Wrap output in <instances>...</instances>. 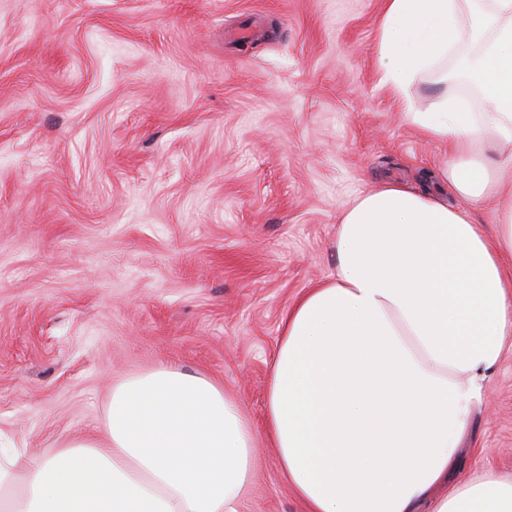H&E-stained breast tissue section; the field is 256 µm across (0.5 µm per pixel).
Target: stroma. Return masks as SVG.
Instances as JSON below:
<instances>
[{
    "instance_id": "obj_1",
    "label": "stroma",
    "mask_w": 512,
    "mask_h": 512,
    "mask_svg": "<svg viewBox=\"0 0 512 512\" xmlns=\"http://www.w3.org/2000/svg\"><path fill=\"white\" fill-rule=\"evenodd\" d=\"M382 0H0V448L103 431L113 384L199 372L266 425L336 219L445 148L377 66ZM242 31L239 39L231 31ZM512 474V350L454 472ZM242 512H304L256 450Z\"/></svg>"
}]
</instances>
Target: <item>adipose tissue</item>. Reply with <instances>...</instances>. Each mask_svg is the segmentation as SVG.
Returning <instances> with one entry per match:
<instances>
[{"label":"adipose tissue","mask_w":512,"mask_h":512,"mask_svg":"<svg viewBox=\"0 0 512 512\" xmlns=\"http://www.w3.org/2000/svg\"><path fill=\"white\" fill-rule=\"evenodd\" d=\"M384 0V82L451 162L389 181L339 219L336 272L287 312L266 419L306 512H512V477L450 481L487 376L512 347V0ZM479 41L464 72L486 106L406 96L412 76ZM461 198L458 206L449 197ZM494 216L481 224L475 210ZM260 432L206 376L167 366L112 389L104 437L0 458V512H240Z\"/></svg>","instance_id":"ef3b65f1"}]
</instances>
